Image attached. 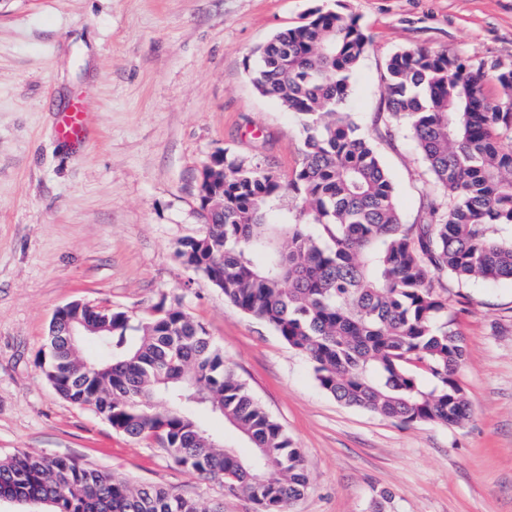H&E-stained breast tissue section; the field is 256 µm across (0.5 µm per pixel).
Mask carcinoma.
<instances>
[{
    "mask_svg": "<svg viewBox=\"0 0 512 512\" xmlns=\"http://www.w3.org/2000/svg\"><path fill=\"white\" fill-rule=\"evenodd\" d=\"M369 45L355 18L318 8L257 48L252 83L299 120L303 162L287 182L244 157L205 166L218 206L178 254L307 358L336 401L403 424L458 426L469 414L465 338L448 316V281L512 279V65L419 47L386 60L388 118L409 131L438 197L423 223L406 224L373 142L345 110ZM287 195L302 201L293 216ZM72 315L102 327L90 332L98 354L83 357L81 342L49 328L41 364L58 394L246 494L257 512H291L308 489L302 451L202 325L179 308L135 324L108 306L76 304ZM209 414L249 452L224 446L202 420ZM0 498L52 512H224L26 450L0 460Z\"/></svg>",
    "mask_w": 512,
    "mask_h": 512,
    "instance_id": "1",
    "label": "carcinoma"
}]
</instances>
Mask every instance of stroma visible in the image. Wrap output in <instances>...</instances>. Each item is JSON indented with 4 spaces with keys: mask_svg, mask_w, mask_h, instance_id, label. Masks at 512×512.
<instances>
[{
    "mask_svg": "<svg viewBox=\"0 0 512 512\" xmlns=\"http://www.w3.org/2000/svg\"><path fill=\"white\" fill-rule=\"evenodd\" d=\"M318 6L371 37L345 108L373 139L404 223H422L436 197L409 135L385 119V61L425 47L510 62L512 0H0V459L23 448L69 457L255 512L61 398L39 366L68 303L135 319L178 307L302 448L310 486L294 512H512L511 280L448 293L467 338L468 419L406 425L326 394L305 357L177 256L203 229L198 183L214 155L259 160L286 180L300 168L298 120L254 89L247 65ZM72 102L85 132L64 141L53 130Z\"/></svg>",
    "mask_w": 512,
    "mask_h": 512,
    "instance_id": "obj_1",
    "label": "stroma"
}]
</instances>
